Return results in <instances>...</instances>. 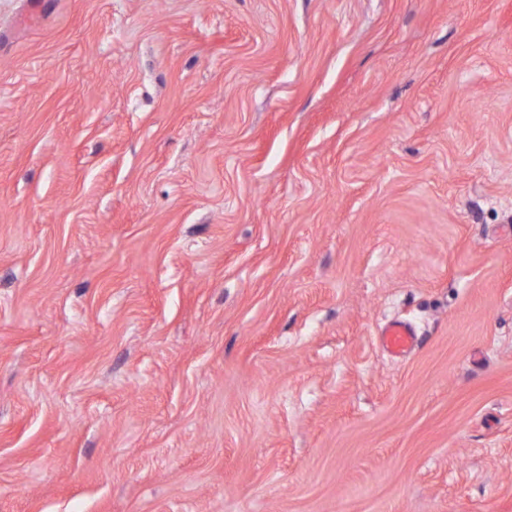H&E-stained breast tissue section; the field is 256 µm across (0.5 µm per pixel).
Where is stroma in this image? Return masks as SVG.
<instances>
[{"mask_svg": "<svg viewBox=\"0 0 512 512\" xmlns=\"http://www.w3.org/2000/svg\"><path fill=\"white\" fill-rule=\"evenodd\" d=\"M0 512H512V0H0ZM415 332L401 321H391L381 331V343L392 356L402 357L415 346Z\"/></svg>", "mask_w": 512, "mask_h": 512, "instance_id": "stroma-1", "label": "stroma"}]
</instances>
